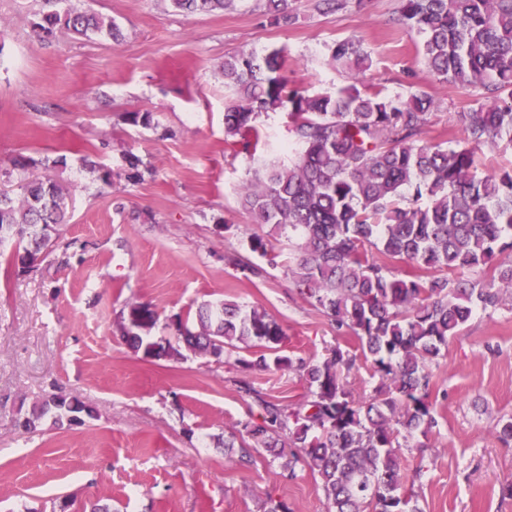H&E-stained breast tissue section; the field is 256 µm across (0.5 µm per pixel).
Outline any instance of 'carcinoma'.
Returning a JSON list of instances; mask_svg holds the SVG:
<instances>
[{
    "label": "carcinoma",
    "mask_w": 512,
    "mask_h": 512,
    "mask_svg": "<svg viewBox=\"0 0 512 512\" xmlns=\"http://www.w3.org/2000/svg\"><path fill=\"white\" fill-rule=\"evenodd\" d=\"M46 2L50 9L34 24L40 37L64 29L121 38L113 21L71 0ZM171 2L178 11L210 13L234 0ZM292 2L267 0L274 23L295 21ZM401 22L423 36L427 71L474 97L458 113L454 146L422 142L437 109L424 91L388 97L350 84L307 94L288 89L278 50L224 57L233 96L225 136L253 134L243 143L253 160L262 117L286 112L292 134L291 157L246 181L241 204L252 223L298 235L285 264L298 294L337 334L356 339L379 379L370 397L354 395L345 374L355 357L339 346L316 363L278 356L277 368L305 377L307 398L292 409L241 384L257 419L238 423L224 447L239 439L242 454L263 448L275 458L290 448L283 468L291 478L299 467L318 475L330 512H421L405 487L402 454L410 438L438 424L429 365L475 309L500 308L512 288V169L480 177L474 166L476 149L512 142V0H403ZM330 59L355 76L371 66L362 42L350 38L333 44ZM36 166L31 157L15 159L5 176L19 194L0 191V258L20 271L39 264L67 213L68 192L48 174L33 175ZM248 248L278 265L264 237L250 235ZM158 321L151 305L128 306L120 332L132 353L154 342ZM175 332L157 356L272 350L286 338L266 311L227 300L201 305L196 324L180 321ZM50 411L67 418L61 395L34 405L26 429Z\"/></svg>",
    "instance_id": "obj_1"
}]
</instances>
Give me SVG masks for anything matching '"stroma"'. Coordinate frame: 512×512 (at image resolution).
Listing matches in <instances>:
<instances>
[{"label":"stroma","mask_w":512,"mask_h":512,"mask_svg":"<svg viewBox=\"0 0 512 512\" xmlns=\"http://www.w3.org/2000/svg\"><path fill=\"white\" fill-rule=\"evenodd\" d=\"M72 2L112 19L120 42L63 30L37 37L45 0H0V188L27 155L54 163L73 201L37 268L0 274V512H79L98 499L112 512H267L273 501L327 512L318 475L288 477L261 448L243 466L239 449L224 445L251 416L239 382L294 406L309 392L299 372L251 366V348L137 357L118 324L129 303L150 304L162 342L202 303L258 307L287 334L267 359L316 362L338 346L356 357L352 391L372 394L378 380L358 344L301 299L284 267L252 257L263 270L247 277L226 261L248 256V236L268 230L240 202L255 165L225 142L224 57L278 50L289 88L332 92L352 80L330 63V47L360 39L371 67L359 87L432 96L438 110L423 135L432 144L458 134L456 114L472 98L427 73L421 35L398 21L401 0H351L330 15L316 0H295L290 25L273 23L262 0L207 14L176 11L170 0ZM134 112L151 113V123L132 122ZM131 155L140 160L134 181ZM102 168L111 184L99 180ZM430 371L438 425L404 457L406 469L422 471L421 512H512L501 493L512 447L493 433L512 416V302L475 310ZM55 391L92 406L95 418L60 427L48 415L37 430L19 427Z\"/></svg>","instance_id":"35a3bbf8"}]
</instances>
